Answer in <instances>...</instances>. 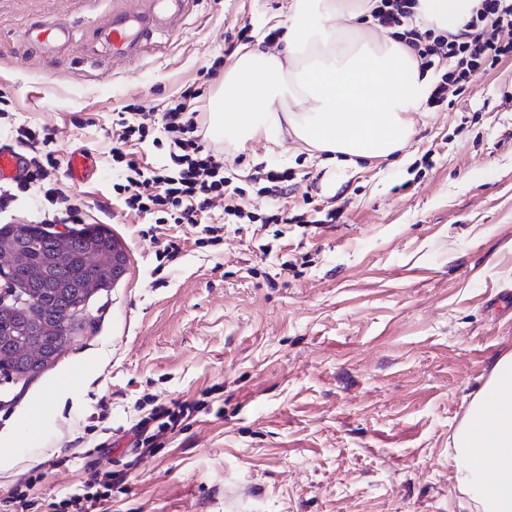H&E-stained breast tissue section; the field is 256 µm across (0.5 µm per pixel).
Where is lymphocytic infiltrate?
I'll return each instance as SVG.
<instances>
[{
  "instance_id": "lymphocytic-infiltrate-1",
  "label": "lymphocytic infiltrate",
  "mask_w": 512,
  "mask_h": 512,
  "mask_svg": "<svg viewBox=\"0 0 512 512\" xmlns=\"http://www.w3.org/2000/svg\"><path fill=\"white\" fill-rule=\"evenodd\" d=\"M417 0H378L371 12L377 24L401 30L408 45L423 66H431L433 57L456 59L452 71L446 73L430 96L431 103L440 104L448 97L460 95L471 75L479 67L496 64L512 53L511 43L489 37V30L512 28V0H478L472 19L458 33L438 34L434 29L407 27ZM161 126L172 149L168 164L149 168L126 150L131 138L145 139L154 126ZM112 158L125 170L124 180L115 184L127 209L147 218L153 224H185L211 236L223 232L220 224H205L202 214L216 199H223L224 214L229 221L250 218L243 199L228 194L230 182L224 174V163L203 139L198 113L185 111L182 104L169 103L159 114L139 110L119 113L112 131ZM60 162L53 152L26 165L23 178L0 182V211H5L18 190L37 187L52 207L42 217L43 223H81V208L63 197L57 187ZM197 409L196 404L174 402L158 405L134 427V449L154 448L157 440ZM117 475L112 471L93 470L84 485L42 503L30 498L22 487H15L11 497L21 512H102L104 501Z\"/></svg>"
}]
</instances>
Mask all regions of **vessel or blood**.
Returning <instances> with one entry per match:
<instances>
[{
    "label": "vessel or blood",
    "instance_id": "1",
    "mask_svg": "<svg viewBox=\"0 0 512 512\" xmlns=\"http://www.w3.org/2000/svg\"><path fill=\"white\" fill-rule=\"evenodd\" d=\"M192 0H136L132 9H114L99 37L113 58L131 60L151 40L179 33ZM71 32L61 21L46 18L31 24L23 32L24 39L47 53L61 50L70 40ZM25 163L21 155L0 147V179L18 177ZM91 169L89 156L73 152L65 168L66 177L79 184L87 180Z\"/></svg>",
    "mask_w": 512,
    "mask_h": 512
}]
</instances>
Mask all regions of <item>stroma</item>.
<instances>
[{"label":"stroma","instance_id":"stroma-1","mask_svg":"<svg viewBox=\"0 0 512 512\" xmlns=\"http://www.w3.org/2000/svg\"><path fill=\"white\" fill-rule=\"evenodd\" d=\"M124 0H0V146L47 129L59 161L91 156L86 183L60 178L87 224L126 253L83 325L37 376L0 377V512L34 477L49 499L98 468L120 471L108 512H477L457 485L452 436L496 361L512 352V54L477 69L454 105L429 107L383 161L321 166L292 143H215L254 222L207 220L222 241L144 217L113 190L112 117L162 111L187 86L208 113L238 30L265 37L288 0H194L178 36L109 63L99 27ZM71 40L46 54L22 38L41 17ZM288 172L289 215L304 198L336 221L272 224L258 169ZM181 252L160 264L155 239ZM107 397L108 410L97 407ZM201 401L162 447H131L153 405Z\"/></svg>","mask_w":512,"mask_h":512}]
</instances>
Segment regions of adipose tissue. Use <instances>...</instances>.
<instances>
[{"label": "adipose tissue", "mask_w": 512, "mask_h": 512, "mask_svg": "<svg viewBox=\"0 0 512 512\" xmlns=\"http://www.w3.org/2000/svg\"><path fill=\"white\" fill-rule=\"evenodd\" d=\"M476 0H418L413 21L458 32ZM370 0H289L279 49L242 48L210 99L209 128L236 147L293 142L350 165L415 135L435 80L391 31L362 23ZM456 476L479 512H512V353L500 357L453 434Z\"/></svg>", "instance_id": "ef3b65f1"}]
</instances>
